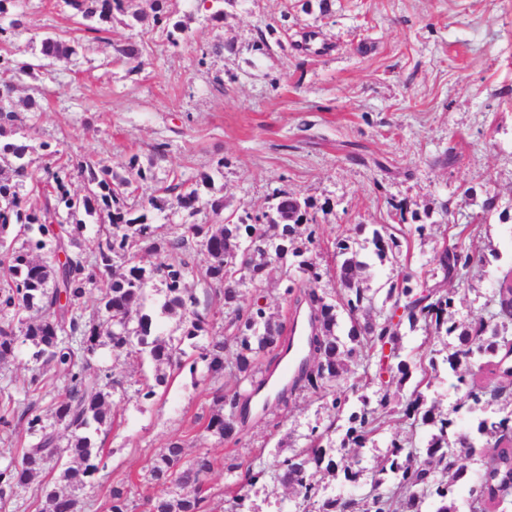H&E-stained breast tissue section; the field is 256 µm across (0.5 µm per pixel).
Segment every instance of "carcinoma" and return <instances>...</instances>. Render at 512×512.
Here are the masks:
<instances>
[{
	"mask_svg": "<svg viewBox=\"0 0 512 512\" xmlns=\"http://www.w3.org/2000/svg\"><path fill=\"white\" fill-rule=\"evenodd\" d=\"M167 0H152V21L166 34L171 44L189 39L182 21L168 11ZM72 16L91 22L89 29L102 32L120 15L128 13V0H67ZM17 0H0V101L12 97V76L26 68L18 65L8 50L15 30L22 25L15 13ZM76 52L75 47L53 35L40 41V53L53 61ZM116 60L145 65L143 50L134 42L115 46ZM26 118L0 106V362L14 356L17 336L24 337L39 363L29 379V389L39 392L47 379L63 377L67 395L56 403L58 424L71 432L66 447L57 443L55 432L43 425L36 403L23 407L19 419L38 437L18 462L0 467V496L7 490L28 484L51 460L60 467L59 479L66 491L44 490L41 512H76V493L98 471L92 460L102 448L87 431L106 433L111 427L109 383L88 373L97 350L108 342L112 355L120 359L131 353H148L156 368L154 380L144 379L140 394L144 399L156 395L155 388L166 381L161 369H181L182 357L191 349L194 355L190 372L203 365L205 376L216 379L228 369L236 386L211 391L212 410L202 428L222 442L238 443L241 426L249 411L253 391L263 384L261 360L279 363L288 348L282 321L256 299L240 304L246 280L275 278L282 297L299 306L306 303L316 314L317 325L305 337V358L288 390L281 392L288 404L287 391L300 389L317 396L325 417L302 435L301 446L287 456H275L267 464L261 456L244 460L238 454L224 456V471L234 476L225 490L226 512H256L252 491L267 482L292 489L306 506L316 512H459L455 492L458 483L467 488L474 503L470 512H490L512 495V276L493 289L490 302L495 312L485 317L474 315L465 323L453 320L454 294L438 287L428 288L418 276L397 263L402 255V240L393 232H377L372 239L373 254L380 263L388 262L396 276L387 282L383 300L363 287L366 262L352 249L349 238L334 241L335 253L342 257L334 270L317 261L320 245L318 225L310 215V204L293 194L275 195V203L262 217L250 215L224 218V223L189 224L186 234L177 239L155 235L148 212L177 207L194 213L207 205L218 214L224 209L221 199L202 202L198 189L182 183L163 189L140 204L137 213L129 200L138 184L148 179L130 157L118 167L104 160L85 161L69 169L66 164L47 168L46 188L34 200L20 196L22 182L29 175L28 156L33 147L25 141L7 138V127H22ZM78 176L91 188L83 204L75 206L71 180ZM100 224L105 231L89 249L82 248L77 234L83 224ZM468 227L455 233L452 248L441 251L437 266L445 282L464 280L470 269L483 261L466 244ZM67 251V261L59 265L57 254ZM206 252L212 262L206 269L196 268L193 251ZM142 252L156 255L149 270L137 263ZM127 263L126 272L111 276L113 257ZM334 274L340 291L334 299L318 291L323 277ZM165 287L161 313L179 315V335L158 333V324L146 312L148 287L153 279ZM196 279L205 293L224 301L230 309L225 329L228 336L209 335L208 310L199 309L196 289L188 287ZM97 291L98 315L85 320L81 303ZM66 303L60 304V295ZM34 308L43 311L35 320L23 313ZM350 320L347 336L336 335L338 313ZM421 330L443 338L442 348L429 354L415 353L401 358L402 327ZM457 345L448 351L446 337ZM455 378L453 388L464 393L465 401L453 414L439 411L427 403L422 387H430L438 371L437 356ZM490 368L496 376L492 386H478L473 368ZM359 375L364 385L376 386L375 400L361 396L353 403L344 390L347 373ZM411 389L405 404L395 397ZM397 415L404 420L410 435L393 439L387 450L377 455L371 490L355 495L321 499V486L312 481L319 473L344 484L359 482L362 470L356 468L358 451L377 447L382 420ZM425 427L429 440L417 446L414 433ZM488 453L489 466L484 477L467 476L459 463L461 455ZM216 464L210 452L187 456L184 442L171 441L151 462L149 482L161 487L147 498L148 512H211L207 482ZM448 481L439 480V476ZM132 479L116 483L109 490L110 512H131L129 485Z\"/></svg>",
	"mask_w": 512,
	"mask_h": 512,
	"instance_id": "obj_1",
	"label": "carcinoma"
}]
</instances>
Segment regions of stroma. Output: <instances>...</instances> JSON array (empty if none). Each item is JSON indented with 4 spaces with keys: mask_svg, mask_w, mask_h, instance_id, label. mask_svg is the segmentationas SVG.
Listing matches in <instances>:
<instances>
[{
    "mask_svg": "<svg viewBox=\"0 0 512 512\" xmlns=\"http://www.w3.org/2000/svg\"><path fill=\"white\" fill-rule=\"evenodd\" d=\"M167 5L190 34L176 47L147 21H116L97 37L66 0H19L23 25L12 50L28 68L14 78L13 101L19 107L33 95L40 106L24 195L37 194L53 163L38 150L43 142L75 163L115 166L137 156L150 171L140 201L175 181L198 185L204 172L214 181L198 185L201 197L223 198L228 214H262L288 192L315 206L322 267L338 261L335 238L350 237L373 289L393 271L366 244L395 223L400 202L430 215L424 234L414 221L404 225L402 265L422 278L454 225H469L485 260L456 286L453 318L491 314V291L512 268V0H225L220 23L201 0ZM48 33L75 54L43 60ZM218 40L224 53L211 50ZM126 41L143 45L141 69L114 61V44ZM488 196L495 208L473 221ZM35 368L27 343L17 342L0 362V397L36 402L49 421L64 383L54 378L28 394ZM91 369L114 382V423L94 437L105 468L79 493L78 512H108L109 489L130 475L133 510L144 512L148 466L176 439L187 454L215 458L208 485L215 512H224L227 452L272 461L288 454L289 436L322 417L317 397L298 392L273 414H251L231 445L195 423L209 415L215 386L202 374L182 370L146 400L137 388L155 372L149 359L117 360L105 347Z\"/></svg>",
    "mask_w": 512,
    "mask_h": 512,
    "instance_id": "stroma-1",
    "label": "stroma"
}]
</instances>
